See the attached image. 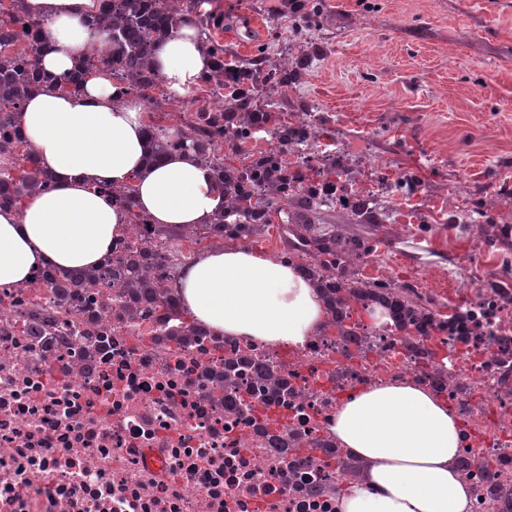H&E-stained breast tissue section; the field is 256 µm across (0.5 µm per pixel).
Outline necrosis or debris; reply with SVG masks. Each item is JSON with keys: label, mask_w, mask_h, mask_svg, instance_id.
Returning a JSON list of instances; mask_svg holds the SVG:
<instances>
[{"label": "necrosis or debris", "mask_w": 512, "mask_h": 512, "mask_svg": "<svg viewBox=\"0 0 512 512\" xmlns=\"http://www.w3.org/2000/svg\"><path fill=\"white\" fill-rule=\"evenodd\" d=\"M176 287L142 225L112 283L0 287V512H340L349 455L329 430L365 386L408 383L459 424L472 512H512V294L433 306L434 359L392 324L303 346L189 329L162 294L131 298L130 262Z\"/></svg>", "instance_id": "4bbe7bcc"}]
</instances>
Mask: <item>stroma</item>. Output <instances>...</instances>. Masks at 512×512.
Segmentation results:
<instances>
[{"instance_id": "35a3bbf8", "label": "stroma", "mask_w": 512, "mask_h": 512, "mask_svg": "<svg viewBox=\"0 0 512 512\" xmlns=\"http://www.w3.org/2000/svg\"><path fill=\"white\" fill-rule=\"evenodd\" d=\"M224 61H287L296 79L274 101L293 122L317 115L337 140L355 188L381 169L412 172L409 198L354 216L342 206L312 219L335 224L359 253L351 277L454 301L469 288L512 289V0H322L323 24L297 31L292 0H219ZM218 98L202 84L167 94L171 123Z\"/></svg>"}]
</instances>
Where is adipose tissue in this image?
<instances>
[{"label":"adipose tissue","mask_w":512,"mask_h":512,"mask_svg":"<svg viewBox=\"0 0 512 512\" xmlns=\"http://www.w3.org/2000/svg\"><path fill=\"white\" fill-rule=\"evenodd\" d=\"M46 22L50 49L39 60L49 80L24 103V136L53 173L50 191L21 209L0 210V287L44 268L78 270L103 264L126 236L127 213L101 193L132 186L152 223L207 224L226 202L214 172L185 149L150 162L146 109L123 94L111 71H93L79 92L61 79L102 40L80 23L98 0H24ZM153 65L167 88L184 93L211 65L193 16L157 41ZM179 296L185 315L216 334L271 345L302 346L324 322L316 288L279 256L237 246L208 251L185 264ZM352 457L369 462L364 484L349 485L341 512H470L471 490L454 459L458 424L446 404L410 384L358 390L329 426Z\"/></svg>","instance_id":"adipose-tissue-1"}]
</instances>
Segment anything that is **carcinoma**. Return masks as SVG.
<instances>
[{"label": "carcinoma", "mask_w": 512, "mask_h": 512, "mask_svg": "<svg viewBox=\"0 0 512 512\" xmlns=\"http://www.w3.org/2000/svg\"><path fill=\"white\" fill-rule=\"evenodd\" d=\"M203 0H178L170 8L160 0H101L97 13L82 19L84 26L105 36V51L96 60L82 61L67 76L62 87L76 91L88 73L107 66L112 75L125 82L128 92L156 88L160 75L151 66L154 42L176 32L180 15H195L203 27L221 21L222 14L211 9L201 12ZM297 11L306 22H316L321 13L320 0H301ZM212 66L200 81L213 87L224 88L226 79L234 81L236 90L230 99L220 101L218 109L202 107L193 119L177 126H162L148 121L146 136L150 141L152 160L158 161L168 153L192 148L208 164L217 184L228 200L227 210L216 215L213 223L224 227V239H249L259 236L272 223L273 215L288 214V205L295 202L313 212L324 202L318 195L319 187H303L297 176L289 170L283 159L293 140L302 138L285 121L276 120L268 111H252L254 98L275 87L284 86L293 78L288 67H270L271 80L263 81V68L229 67L224 64V45L211 41L208 44ZM48 51L43 37L42 23L32 19L25 11L24 0H13L11 8L0 12V151L17 150L25 145L24 153L15 154L0 171V208L19 207L36 192L52 188L50 169L39 159L34 149L26 144L18 132V115L23 103L46 81L38 67V60ZM273 126L277 146L259 154L246 156L241 167L224 165V158L217 157L224 147V137L230 135L237 143H246L256 126ZM112 203L125 209L133 224H149V218L136 206L133 187L100 188ZM198 227L158 226L156 235L165 242L197 234ZM306 231L318 238L321 254L336 255L340 237L336 226H318L307 221ZM295 267L304 279L320 288L323 302L329 305L353 300L358 311L382 310L385 317L396 326L410 333L414 322L402 317L416 304L403 294H396L389 301L372 290V284L349 278L335 267L308 261Z\"/></svg>", "instance_id": "1"}]
</instances>
